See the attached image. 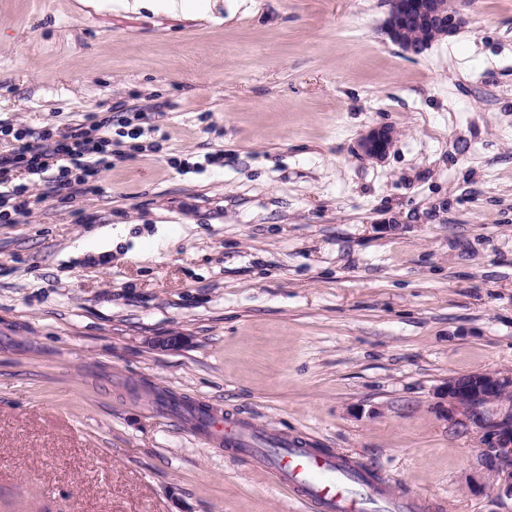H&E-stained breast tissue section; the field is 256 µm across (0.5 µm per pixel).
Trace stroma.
I'll return each instance as SVG.
<instances>
[{
    "mask_svg": "<svg viewBox=\"0 0 512 512\" xmlns=\"http://www.w3.org/2000/svg\"><path fill=\"white\" fill-rule=\"evenodd\" d=\"M465 12L408 55L387 0H0V118L165 107L100 194L0 224V512H309L158 391L512 512L437 398L512 374V0ZM397 136L390 125H376L364 133L358 141V153L370 160L381 161L389 152Z\"/></svg>",
    "mask_w": 512,
    "mask_h": 512,
    "instance_id": "1",
    "label": "stroma"
}]
</instances>
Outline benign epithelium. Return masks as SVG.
<instances>
[{"label":"benign epithelium","instance_id":"1","mask_svg":"<svg viewBox=\"0 0 512 512\" xmlns=\"http://www.w3.org/2000/svg\"><path fill=\"white\" fill-rule=\"evenodd\" d=\"M385 34L403 51L417 48L404 39L405 27L422 25L435 36H450L466 22L459 7L448 0H389ZM397 136L390 125H376L358 141V153L380 161ZM512 394V375L478 372L451 378L440 391L447 420L480 433V458L493 477L498 494L512 499V409L505 397Z\"/></svg>","mask_w":512,"mask_h":512}]
</instances>
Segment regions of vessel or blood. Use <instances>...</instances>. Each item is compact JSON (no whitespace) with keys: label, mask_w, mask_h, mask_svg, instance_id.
<instances>
[{"label":"vessel or blood","mask_w":512,"mask_h":512,"mask_svg":"<svg viewBox=\"0 0 512 512\" xmlns=\"http://www.w3.org/2000/svg\"><path fill=\"white\" fill-rule=\"evenodd\" d=\"M209 431L223 434L224 445L242 450L267 471L274 481L307 502L313 512H364L362 493L347 480V458L314 450L301 442H283L278 448H258L254 430L226 426L217 410H209Z\"/></svg>","instance_id":"vessel-or-blood-1"}]
</instances>
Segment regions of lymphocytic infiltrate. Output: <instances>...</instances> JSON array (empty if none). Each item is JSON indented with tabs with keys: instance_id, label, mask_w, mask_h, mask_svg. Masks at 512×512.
<instances>
[{
	"instance_id": "f902f5d3",
	"label": "lymphocytic infiltrate",
	"mask_w": 512,
	"mask_h": 512,
	"mask_svg": "<svg viewBox=\"0 0 512 512\" xmlns=\"http://www.w3.org/2000/svg\"><path fill=\"white\" fill-rule=\"evenodd\" d=\"M152 108L118 103L108 116L35 130L0 119V223L15 224L49 199L74 200L100 191L101 172L116 161L153 150ZM41 188L32 194L31 185Z\"/></svg>"
}]
</instances>
